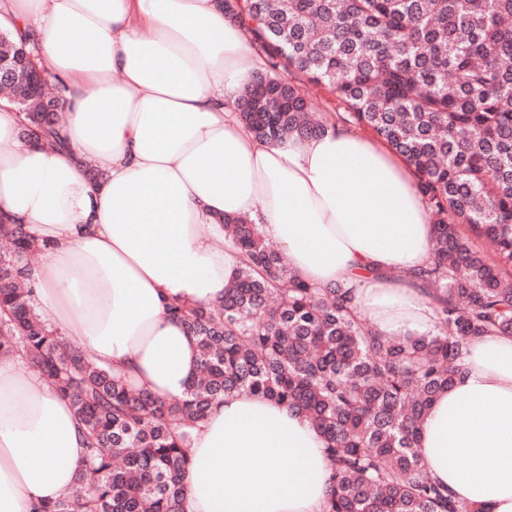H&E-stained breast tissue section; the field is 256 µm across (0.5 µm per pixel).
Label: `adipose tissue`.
I'll return each instance as SVG.
<instances>
[{
  "label": "adipose tissue",
  "mask_w": 512,
  "mask_h": 512,
  "mask_svg": "<svg viewBox=\"0 0 512 512\" xmlns=\"http://www.w3.org/2000/svg\"><path fill=\"white\" fill-rule=\"evenodd\" d=\"M0 30L28 33L39 68L66 87L61 148L25 140L18 112L0 106V220L40 247L36 312L97 366L158 398L184 395L197 338L169 308L223 298L241 268L223 243L234 216L261 224L305 281L349 289L383 336L433 330L415 277L433 229L412 167L341 125L257 140L231 103L261 59L222 0H0ZM324 446L286 406L225 395L193 432L183 512H324ZM420 448L459 504L512 512V336L471 344ZM85 459L71 403L22 356L0 358V512L67 496Z\"/></svg>",
  "instance_id": "obj_1"
}]
</instances>
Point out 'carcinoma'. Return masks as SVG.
Listing matches in <instances>:
<instances>
[{"mask_svg": "<svg viewBox=\"0 0 512 512\" xmlns=\"http://www.w3.org/2000/svg\"><path fill=\"white\" fill-rule=\"evenodd\" d=\"M269 57L240 93L241 119L271 145L327 130L283 66L344 103L414 168L431 215V262L417 279L436 331L384 337L350 292L315 288L288 267L260 225L224 219L243 267L214 306L169 310L197 337L200 371L161 400L112 377L43 321L25 284L38 251L22 224H1L0 356L21 355L80 416L86 465L72 493L33 512H182L192 430L233 392L304 416L327 442L325 512H472L422 464L420 423L460 377L470 343L512 334V0H245ZM26 38L0 33V59ZM22 132L58 147L57 112L31 85L6 84Z\"/></svg>", "mask_w": 512, "mask_h": 512, "instance_id": "obj_1", "label": "carcinoma"}]
</instances>
